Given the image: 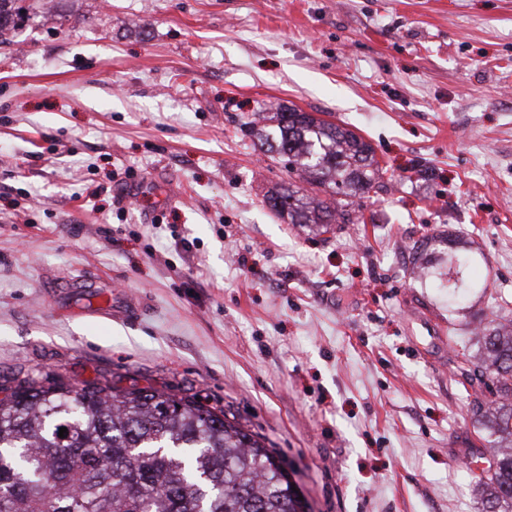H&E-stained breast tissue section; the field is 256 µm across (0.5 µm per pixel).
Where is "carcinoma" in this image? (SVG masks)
<instances>
[{"label":"carcinoma","mask_w":512,"mask_h":512,"mask_svg":"<svg viewBox=\"0 0 512 512\" xmlns=\"http://www.w3.org/2000/svg\"><path fill=\"white\" fill-rule=\"evenodd\" d=\"M21 2L0 0V45L26 18ZM248 127L288 173L265 196L276 216L324 232L363 216L383 175L370 142L286 104L255 113ZM471 261L449 258V287H470ZM460 355L499 390L475 404L491 461L487 474L470 475L488 512H512V319L483 329L480 350L463 345ZM286 477L261 437L173 393L23 380L0 398V512H298Z\"/></svg>","instance_id":"obj_1"}]
</instances>
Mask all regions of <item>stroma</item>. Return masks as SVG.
<instances>
[{
  "instance_id": "obj_1",
  "label": "stroma",
  "mask_w": 512,
  "mask_h": 512,
  "mask_svg": "<svg viewBox=\"0 0 512 512\" xmlns=\"http://www.w3.org/2000/svg\"><path fill=\"white\" fill-rule=\"evenodd\" d=\"M285 103L384 171L328 232L264 203ZM423 163L431 179L412 175ZM481 282L448 304V254ZM82 278L105 317L56 291ZM512 300V0H57L0 47V385L150 387L261 436L309 512H485L458 369Z\"/></svg>"
}]
</instances>
